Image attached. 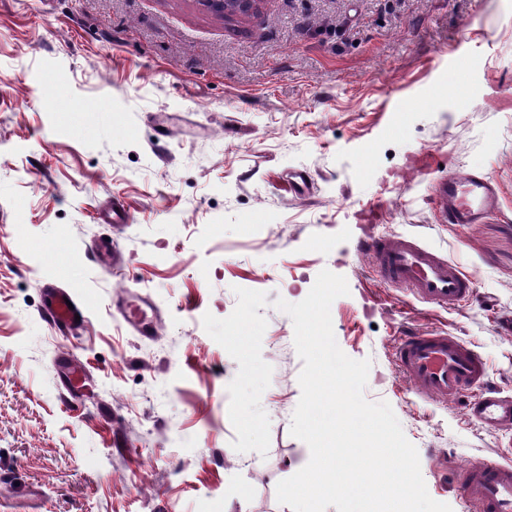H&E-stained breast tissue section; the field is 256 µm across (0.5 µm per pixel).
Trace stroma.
Returning <instances> with one entry per match:
<instances>
[{
  "label": "stroma",
  "mask_w": 512,
  "mask_h": 512,
  "mask_svg": "<svg viewBox=\"0 0 512 512\" xmlns=\"http://www.w3.org/2000/svg\"><path fill=\"white\" fill-rule=\"evenodd\" d=\"M509 88L512 0H261L231 19L204 0H0V512H292L276 486L310 458L290 433L303 362L274 302L325 269L348 283L332 324L371 362L365 398L464 512L449 471L512 430L420 398L392 347L448 330L512 393ZM448 167L491 175L497 213L443 223ZM116 197L120 231L97 220ZM400 233L460 264L473 301L436 311L376 281L360 244ZM112 237L116 269L94 258ZM48 285L87 306L84 332L41 318ZM132 301L156 335L123 318Z\"/></svg>",
  "instance_id": "stroma-1"
}]
</instances>
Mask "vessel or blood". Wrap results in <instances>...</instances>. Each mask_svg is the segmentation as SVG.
<instances>
[{
    "label": "vessel or blood",
    "instance_id": "b4317fda",
    "mask_svg": "<svg viewBox=\"0 0 512 512\" xmlns=\"http://www.w3.org/2000/svg\"><path fill=\"white\" fill-rule=\"evenodd\" d=\"M435 199L451 224H478L498 207L494 179L481 171H449L435 184ZM372 273L382 284L403 288L423 304L455 311L474 292L473 280L447 256L410 234L369 239ZM42 318L76 332L85 326V305L65 288L43 292ZM393 358L414 392L434 402L468 400L473 421L492 429L512 426V398L489 381L486 361L474 346L442 331H408L393 344ZM451 485L469 512H512V461L479 459L457 468Z\"/></svg>",
    "mask_w": 512,
    "mask_h": 512
}]
</instances>
